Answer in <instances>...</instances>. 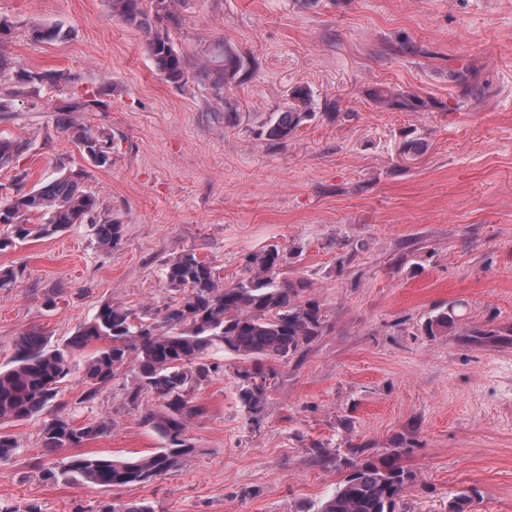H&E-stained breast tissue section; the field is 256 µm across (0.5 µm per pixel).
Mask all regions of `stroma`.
<instances>
[{
  "label": "stroma",
  "mask_w": 512,
  "mask_h": 512,
  "mask_svg": "<svg viewBox=\"0 0 512 512\" xmlns=\"http://www.w3.org/2000/svg\"><path fill=\"white\" fill-rule=\"evenodd\" d=\"M8 64L0 72V133L26 142L18 165L29 186L68 170L98 216L123 226L99 245L74 224L0 252L16 270L0 289V367L22 334L63 342L106 303L157 310L176 298L165 264L191 251L223 283L247 254L271 246L284 275L307 278L326 327L306 351L274 362L258 419L238 398L233 357L193 393L204 413L187 431L195 451L168 475L102 489L46 480L73 452L136 456L160 447L128 400L124 371L84 402L76 352L57 406L0 424L16 453L0 460V505L25 512H95L100 502L153 512H317L344 476L312 461V442L381 452L404 442L418 479L406 512H445L477 487L473 512H512V343L426 335L438 308L461 301L467 327H512V0H175L163 20L186 58L185 84L167 82L146 30L109 0H0ZM66 36L35 41L32 24ZM410 42L413 52L400 50ZM230 44L254 67L221 91L197 78L203 52ZM60 70L58 85H26L24 72ZM308 86L316 116L270 146L259 131ZM420 95L419 112L382 109L369 90ZM99 100L89 112L64 100ZM240 113L225 129V111ZM112 139V164L94 166L70 141L68 120ZM415 139L419 154L404 157ZM17 165V166H18ZM82 427L108 420L79 450H48L45 420ZM481 493L477 487L467 486L457 490L448 498L447 512H469L470 506Z\"/></svg>",
  "instance_id": "1"
}]
</instances>
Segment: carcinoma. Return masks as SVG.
Wrapping results in <instances>:
<instances>
[{
    "label": "carcinoma",
    "mask_w": 512,
    "mask_h": 512,
    "mask_svg": "<svg viewBox=\"0 0 512 512\" xmlns=\"http://www.w3.org/2000/svg\"><path fill=\"white\" fill-rule=\"evenodd\" d=\"M112 12L125 23L149 30L147 49L158 73L167 81L186 79V60L174 47L166 29L152 28L151 17L170 15L171 0H110ZM34 39L54 41L65 35L56 24L32 27ZM252 62L237 49L223 45L217 55L208 54L199 75L216 89H229L246 80ZM374 104L405 112L426 107L417 94L374 89ZM290 102L281 112L271 113L260 135L273 145L286 143L297 130L315 118L311 91L295 87ZM65 131L80 153L96 166L112 163L103 146V136L94 135L83 124L70 122ZM26 143L0 136V167L18 161ZM28 172L13 176L16 191L0 196V224L7 234L0 237V251L16 243L54 236L72 224L81 223L98 206L94 195L80 187L82 173L69 171L55 180L22 190ZM42 223L30 221L33 216ZM99 242L109 248L122 238V225L111 220L96 225ZM284 255L276 247L246 256L245 273L234 283L221 285L214 269L191 251L167 262L165 277L183 296L157 310L160 318L139 314L123 305L105 304L93 319L83 324L66 343L54 345L38 333L20 336L8 368L0 369V421H21L54 406L61 384L70 374L76 352L94 341L105 345L85 360L82 381L87 387L84 400L96 398L99 386L130 367L136 383L129 391L130 403L153 396L157 406L145 407L144 421L163 439L164 446L144 455L128 458L76 455L63 465L42 472L47 480H72L101 488L124 487L157 480L168 474L181 458L195 448L187 439L191 420L204 409L192 403L196 388L208 381L217 366L211 361L217 352L239 360L236 376L239 398L251 416L260 414L267 398L268 382L274 369L269 360L287 361L300 355L325 328L323 305L312 293V283L303 277L281 276ZM461 321L455 306L430 317L425 324L429 336L455 329ZM109 429L104 421L83 427L55 416L45 421L43 443L47 448H76ZM312 458L322 464L334 463L347 470L336 489L320 504L317 512H399L406 490L417 475L402 463L405 453L398 444L382 453H371L364 445L350 447L336 458L321 442L310 447ZM480 490L467 486L448 497V512H469Z\"/></svg>",
    "instance_id": "obj_1"
}]
</instances>
